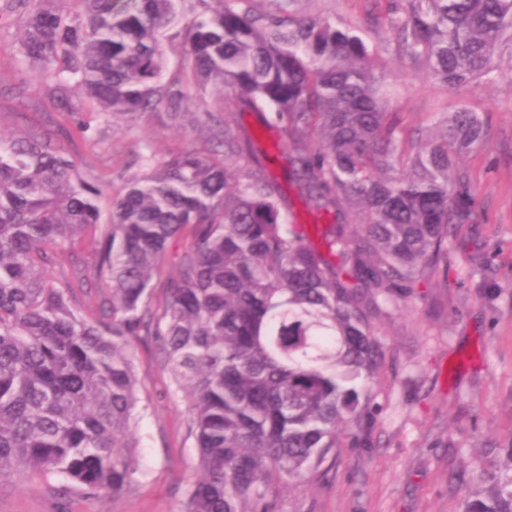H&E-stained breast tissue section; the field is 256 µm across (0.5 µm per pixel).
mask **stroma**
Instances as JSON below:
<instances>
[{
    "label": "stroma",
    "mask_w": 512,
    "mask_h": 512,
    "mask_svg": "<svg viewBox=\"0 0 512 512\" xmlns=\"http://www.w3.org/2000/svg\"><path fill=\"white\" fill-rule=\"evenodd\" d=\"M404 0H247L256 13L294 14L354 24L376 53L382 91L400 112L406 136L424 119L465 108L487 136L459 166L481 218L457 225L448 273L423 280L412 297L389 306L378 324L386 362L373 391L368 448L344 447L327 477L280 479L277 512H457L450 473L489 449L512 444V55L489 73L451 88L405 55L390 20ZM0 133L56 131L59 151L82 161L87 176L122 186L146 171L144 157L202 145L209 116L235 96L192 94L183 126L143 115L100 124L87 141L57 130L58 109L37 72L18 55L22 8L0 0ZM486 265H475L474 256ZM136 408L140 471L122 493L93 498L61 479L14 474L0 479V512H183L198 471L187 403L156 348L138 352Z\"/></svg>",
    "instance_id": "stroma-1"
}]
</instances>
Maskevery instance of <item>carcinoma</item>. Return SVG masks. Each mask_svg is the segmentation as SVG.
Here are the masks:
<instances>
[{"mask_svg": "<svg viewBox=\"0 0 512 512\" xmlns=\"http://www.w3.org/2000/svg\"><path fill=\"white\" fill-rule=\"evenodd\" d=\"M19 2L18 54L73 138L162 104L181 124L184 98L210 84L232 89L236 110L207 143L144 160L150 172L119 188L88 179L48 134H0V477L56 476L91 497L127 489L137 349L153 343L198 450L184 512H274L273 478L336 466L343 434L370 445L385 361L375 321L447 271L455 225L478 221L456 169L484 121L461 109L404 137L353 25L195 0L167 79L179 0ZM391 24L450 87L512 49V0H407ZM282 151L306 210L328 224L290 223L266 165ZM93 291L96 306L77 308ZM452 482L459 512H512V448Z\"/></svg>", "mask_w": 512, "mask_h": 512, "instance_id": "carcinoma-1", "label": "carcinoma"}]
</instances>
